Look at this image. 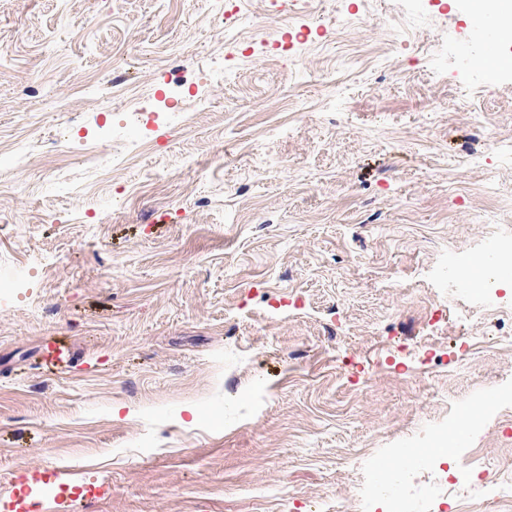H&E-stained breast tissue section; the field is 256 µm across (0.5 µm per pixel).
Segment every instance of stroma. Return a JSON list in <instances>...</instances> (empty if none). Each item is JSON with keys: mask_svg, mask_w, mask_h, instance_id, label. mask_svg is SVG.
Returning <instances> with one entry per match:
<instances>
[{"mask_svg": "<svg viewBox=\"0 0 512 512\" xmlns=\"http://www.w3.org/2000/svg\"><path fill=\"white\" fill-rule=\"evenodd\" d=\"M358 4L236 0L228 41L213 0H0V151L56 154L0 170V496L49 466L111 487L69 512H329L512 386V310L448 286L512 239V95L464 0L350 38ZM172 98L190 127L135 121ZM116 110L124 208L82 155ZM458 446L512 488L511 405Z\"/></svg>", "mask_w": 512, "mask_h": 512, "instance_id": "obj_1", "label": "stroma"}]
</instances>
